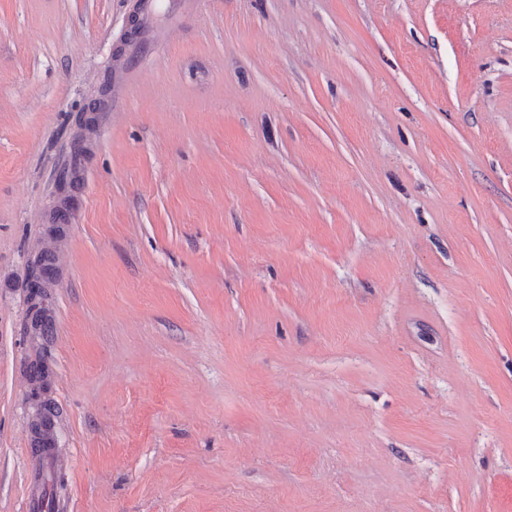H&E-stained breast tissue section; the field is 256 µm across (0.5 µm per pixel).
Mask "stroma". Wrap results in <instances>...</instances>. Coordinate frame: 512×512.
<instances>
[{
  "label": "stroma",
  "mask_w": 512,
  "mask_h": 512,
  "mask_svg": "<svg viewBox=\"0 0 512 512\" xmlns=\"http://www.w3.org/2000/svg\"><path fill=\"white\" fill-rule=\"evenodd\" d=\"M176 2L0 0V512L59 215L66 512H512V0ZM39 248L40 247L37 244H35L28 258V271L30 281L29 288L31 290L30 295L28 297L29 309L33 304L37 302H41V305H44L47 300L46 293L50 291V288H53L36 281V278L34 276L35 256Z\"/></svg>",
  "instance_id": "obj_1"
}]
</instances>
